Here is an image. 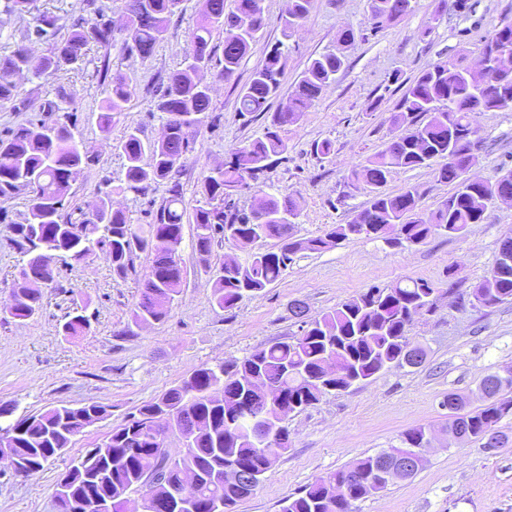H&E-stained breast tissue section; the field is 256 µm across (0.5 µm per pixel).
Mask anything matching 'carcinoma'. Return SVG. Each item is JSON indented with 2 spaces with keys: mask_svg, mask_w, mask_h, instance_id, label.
<instances>
[{
  "mask_svg": "<svg viewBox=\"0 0 512 512\" xmlns=\"http://www.w3.org/2000/svg\"><path fill=\"white\" fill-rule=\"evenodd\" d=\"M183 0H122L127 21L122 34L111 25L108 8L97 0H81L84 14L74 19L67 34H60L59 18L49 13L34 17L26 38L46 43L34 55L20 44L0 55V107L16 112L30 109L19 96L20 73L40 78L83 65L91 50L101 52L103 78L107 79L99 128L111 131L115 118L127 110L132 86L121 73L108 74L109 51L119 44L123 52L143 61L152 58L166 40L171 18L182 12ZM264 0H202L199 19L188 35L181 67L170 73L155 103L165 115L166 137L149 140L137 126H129L115 145L125 158L124 190L136 196L164 187L166 196L151 212L146 227L127 222L123 211L112 207L106 195L91 215L79 222L65 213V203L82 169L93 161L76 141L81 100L60 87L57 100L38 111L54 115L51 122L29 120L8 128L0 136V200L20 192L27 194V209L12 223L15 242L28 260L13 280L14 305L9 316L27 321L38 315L42 292L30 286L38 275L45 284L55 282L56 264L69 257L80 261L103 249L112 271L126 275L134 270L137 252H151L140 297L130 311L131 323L163 321L179 296L184 267L174 263L181 254L183 226H195V250L211 252L215 241L247 251L243 262H223L217 270L213 300L231 309L245 297L263 292L277 282L301 252H318L339 241L354 238L381 239L398 229L399 240L420 245L435 234L463 237L469 225L480 224L489 203L512 194V170L493 183L465 177V168L477 159L475 115L512 109V69L491 75L477 93L467 69L453 61L430 65L409 84L398 104L396 120L405 132L350 172L348 180L369 199L352 221L333 224L314 238L296 235L299 215L295 200L286 194H265L250 212L227 213L233 197L249 186L248 180L265 172L271 158L288 151L281 132L296 125L323 90L344 69L345 57L328 52L313 58L289 94L288 109L271 113L263 137L233 151L230 160L204 176L200 199L189 208L177 178L181 161L190 151L193 134L213 111L206 74L217 57L215 34L224 37L220 69L215 76L226 81L237 73L243 59L259 41L266 25ZM416 0H370L377 28L395 22L415 9ZM313 0H289L288 13L280 18L281 35L292 37L308 17ZM507 40L512 45V20L503 21L484 40L481 51ZM282 52H269L238 97L240 116L268 111L285 79ZM428 116L424 123L416 121ZM53 126L52 137L42 129ZM438 181L454 185V192L426 215L413 188L391 194L383 191L388 178L399 169L429 168ZM275 241L264 249L260 243ZM436 289L423 280L400 281L386 288H371L317 317L305 316L300 334L252 352L241 361L200 367L158 399L147 402L112 429L102 443L89 448L67 470V481L58 482L55 499L73 498L78 512H96L94 500L108 496L112 512H121L125 497L139 493L144 512H162L169 486L191 473L195 483L187 490L193 512H234L236 504L255 493L276 455L288 448L289 432L280 417L284 402L300 412L329 394L343 392L392 366H404L413 350L422 366L427 353L410 346L408 332L414 320L434 309ZM484 307L512 300V230L499 240L492 273L472 291ZM90 327L84 315L69 317L62 325L66 336H82ZM482 405L469 409L465 398L447 395L454 406L448 415V432L460 440H483L495 430L512 445L502 421L512 416V371L506 376L490 373L479 384ZM16 403L0 402V455L6 454L29 471L69 447L83 429L108 415L107 406L91 402L81 407L55 406L43 412L16 417ZM167 411L168 432H176L182 453L172 458L165 437L152 432L156 416ZM429 432L416 427L402 433L400 445L363 457L345 469L316 478L295 496L283 501L281 512H351V502L386 488L379 474L397 465L403 454L428 444ZM235 465L247 473L236 483L217 482L216 470Z\"/></svg>",
  "mask_w": 512,
  "mask_h": 512,
  "instance_id": "1",
  "label": "carcinoma"
}]
</instances>
